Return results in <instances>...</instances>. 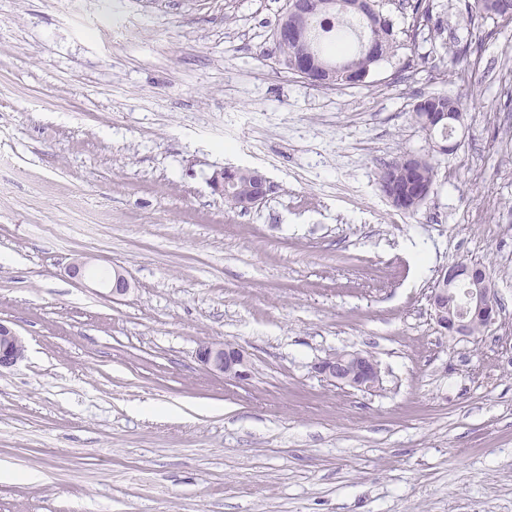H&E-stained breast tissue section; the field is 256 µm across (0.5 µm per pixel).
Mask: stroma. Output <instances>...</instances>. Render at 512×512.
<instances>
[{"mask_svg": "<svg viewBox=\"0 0 512 512\" xmlns=\"http://www.w3.org/2000/svg\"><path fill=\"white\" fill-rule=\"evenodd\" d=\"M284 5L0 0V323L27 346L0 371L21 475L0 512H512V25L436 0L440 30L400 54L469 81L384 63L331 90L270 59ZM437 92L464 116L447 155L413 114ZM404 152L436 170L413 214L377 184ZM227 166L267 200L225 203ZM458 262L501 303L468 337L429 302ZM209 342L248 379L206 368ZM344 351L373 356L376 389L313 371ZM200 362L210 371L232 380H246L250 376V364L242 350L224 343L203 346L198 353Z\"/></svg>", "mask_w": 512, "mask_h": 512, "instance_id": "obj_1", "label": "stroma"}]
</instances>
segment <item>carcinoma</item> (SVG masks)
<instances>
[{
	"label": "carcinoma",
	"instance_id": "1",
	"mask_svg": "<svg viewBox=\"0 0 512 512\" xmlns=\"http://www.w3.org/2000/svg\"><path fill=\"white\" fill-rule=\"evenodd\" d=\"M412 25L405 35L414 39L420 23L432 17L433 0H409ZM465 13L483 21L490 19L496 24H512V0H464ZM303 43L325 65L336 69V77L327 89L335 87H355L366 83L370 72L381 63L396 66V73L402 75L411 68L410 59L398 58L399 45L393 24L384 16L380 5H374V13L361 16L347 7L342 0H336V9L330 15L311 14L302 22ZM275 42V62L287 72L294 70L295 49L288 41L278 40V30H273ZM356 60L355 67L345 71L343 64ZM459 109L458 99L444 93H432L419 97L414 106V116L420 129H425L429 118L428 111L442 112ZM408 154L395 157L384 164L377 173L381 192L389 196L395 191L407 188L412 181L434 183L435 166L426 156L418 157V165L411 169L405 161ZM231 179L227 184L231 198L225 202L231 204L236 199L250 196L253 187V171L240 169L234 175H224Z\"/></svg>",
	"mask_w": 512,
	"mask_h": 512
}]
</instances>
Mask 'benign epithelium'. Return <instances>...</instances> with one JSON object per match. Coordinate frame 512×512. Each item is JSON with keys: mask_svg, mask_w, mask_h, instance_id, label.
<instances>
[{"mask_svg": "<svg viewBox=\"0 0 512 512\" xmlns=\"http://www.w3.org/2000/svg\"><path fill=\"white\" fill-rule=\"evenodd\" d=\"M310 12L308 0H290L288 8V27L282 28L279 35H288V39L299 38L301 21ZM296 73L308 83H328L334 74L302 57L296 65ZM257 183L253 198L241 202L244 207L262 203L272 189L270 181L260 171L256 172ZM90 257L81 255L68 266L71 278L85 279ZM467 283V300L463 304H453L456 288ZM103 283L110 288L114 296H123L130 289L126 275L114 268ZM430 305L437 325L451 336H463L468 333L472 322H480L486 327L494 325L500 315L497 292L490 282L486 270L468 264H452L441 272V287L433 289ZM25 346L21 337L9 326L0 323V369L10 368L24 357ZM200 362L210 371L224 375L232 380H245L250 376V364L242 350L230 344L211 343L203 346L198 353ZM314 371L339 386H348L357 390L372 391L379 385L380 371L376 361L361 352H341L319 359L313 364Z\"/></svg>", "mask_w": 512, "mask_h": 512, "instance_id": "1", "label": "benign epithelium"}]
</instances>
